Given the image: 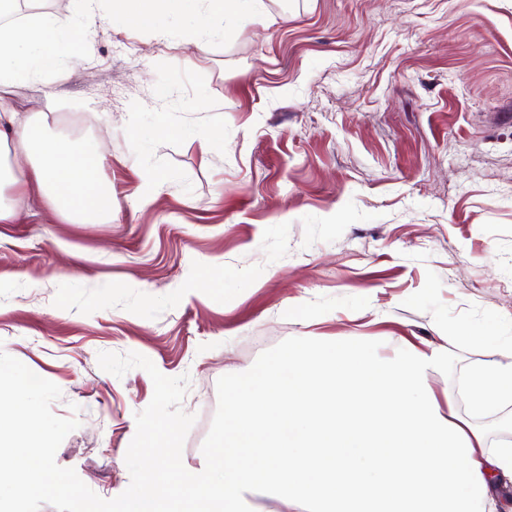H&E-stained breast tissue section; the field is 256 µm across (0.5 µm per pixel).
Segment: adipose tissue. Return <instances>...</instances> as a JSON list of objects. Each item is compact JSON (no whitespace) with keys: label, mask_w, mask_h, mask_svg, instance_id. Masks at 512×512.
Returning <instances> with one entry per match:
<instances>
[{"label":"adipose tissue","mask_w":512,"mask_h":512,"mask_svg":"<svg viewBox=\"0 0 512 512\" xmlns=\"http://www.w3.org/2000/svg\"><path fill=\"white\" fill-rule=\"evenodd\" d=\"M0 0V88L59 72L76 48L74 31L48 12L16 18ZM113 19L184 17L206 39L226 14L258 17L265 0H108ZM100 147L76 148L46 136L32 115L0 95V183L38 193L50 207L93 223L111 214ZM457 333L485 358L467 377L472 413L512 403V339L495 324ZM448 353L404 343L391 358L359 336L311 338L307 357L273 358L238 381L224 432L202 469L159 494L164 468L120 512H262L245 491L272 487L287 512H498L496 492L512 482V442L488 447L467 423L444 414L428 384Z\"/></svg>","instance_id":"ef3b65f1"}]
</instances>
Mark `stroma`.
I'll use <instances>...</instances> for the list:
<instances>
[{"instance_id":"stroma-1","label":"stroma","mask_w":512,"mask_h":512,"mask_svg":"<svg viewBox=\"0 0 512 512\" xmlns=\"http://www.w3.org/2000/svg\"><path fill=\"white\" fill-rule=\"evenodd\" d=\"M206 53L151 23L45 0L81 18L91 47L41 85L51 133L103 148L112 213L82 224L16 198L0 223V350L62 391L80 425L58 448L98 496L129 486L136 413L154 385L136 352L189 375L185 468H201L237 378L309 336L447 347L439 404L487 445L512 441V405L471 415L459 398L480 354L447 338L495 321L512 337V0H265ZM210 149L201 152L200 139ZM162 181L155 204L136 189Z\"/></svg>"}]
</instances>
